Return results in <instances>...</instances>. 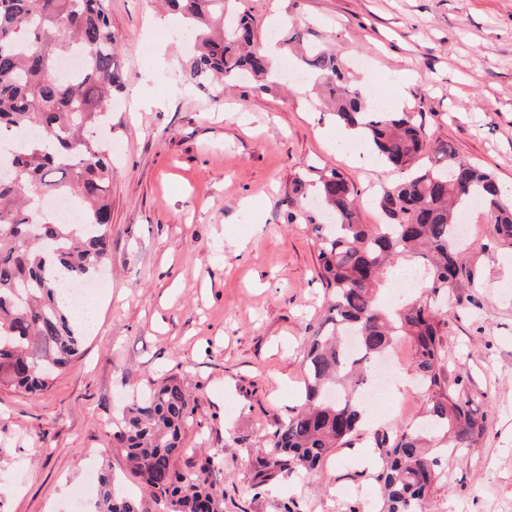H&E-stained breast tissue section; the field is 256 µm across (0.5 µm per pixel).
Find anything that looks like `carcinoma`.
<instances>
[{
	"label": "carcinoma",
	"mask_w": 512,
	"mask_h": 512,
	"mask_svg": "<svg viewBox=\"0 0 512 512\" xmlns=\"http://www.w3.org/2000/svg\"><path fill=\"white\" fill-rule=\"evenodd\" d=\"M228 2L166 0L193 40L184 81L235 87L248 75L261 92L268 59L256 45L252 18L227 14ZM282 30L280 44L304 47L302 68L336 120L360 128L358 139L400 178L377 198L380 224L358 222V190L335 168L319 175L315 208L306 204V181H293L288 223L312 225L328 303L304 353L303 403L269 432L267 451L251 463L250 488L258 495L272 480L311 473L357 436L372 372L404 337L427 388L425 424L373 433V479L383 490L379 512H422L442 478L441 458L473 447L487 428L441 375L444 320L436 300L448 296L461 271L456 226L477 200L497 241L512 247V195L448 143H430L410 113L386 112L364 97L331 49L304 46L306 33L296 26ZM74 55L80 71L64 78L54 62ZM117 56L105 0H0V168H9L0 176V385L33 399L81 345L66 289L109 260L112 155L95 133L122 88ZM57 197L77 207L78 222H63L47 208ZM402 260L423 265L427 297L389 310L378 293ZM195 409L172 375L112 422L160 512H224L223 460L213 454L191 468L177 465ZM115 483L112 470L102 469L94 512H143L142 501L117 492Z\"/></svg>",
	"instance_id": "obj_1"
}]
</instances>
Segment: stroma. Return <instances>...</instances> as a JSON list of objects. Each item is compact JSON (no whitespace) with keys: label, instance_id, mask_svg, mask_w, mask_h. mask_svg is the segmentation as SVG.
Returning <instances> with one entry per match:
<instances>
[{"label":"stroma","instance_id":"35a3bbf8","mask_svg":"<svg viewBox=\"0 0 512 512\" xmlns=\"http://www.w3.org/2000/svg\"><path fill=\"white\" fill-rule=\"evenodd\" d=\"M256 43L291 20L332 46L376 97H405L431 141L512 189V0H239ZM121 42V106L113 158L112 252L90 302L72 366L33 400L0 386V512H73L89 472L110 467L144 504L151 490L116 446L112 420L151 382L176 376L198 398L181 464L224 459V512H377L368 434L333 449L315 472L275 480L260 496L250 462L275 420L300 402L303 351L323 318L309 225L287 221L296 177L340 169L356 186L359 219L396 174L336 146L338 126L310 83L223 95L185 84L192 50L164 24L162 0H108ZM446 305L442 375L487 430L449 455L427 512H512V248L474 219ZM371 428L419 419L426 390L409 341L397 345Z\"/></svg>","mask_w":512,"mask_h":512}]
</instances>
